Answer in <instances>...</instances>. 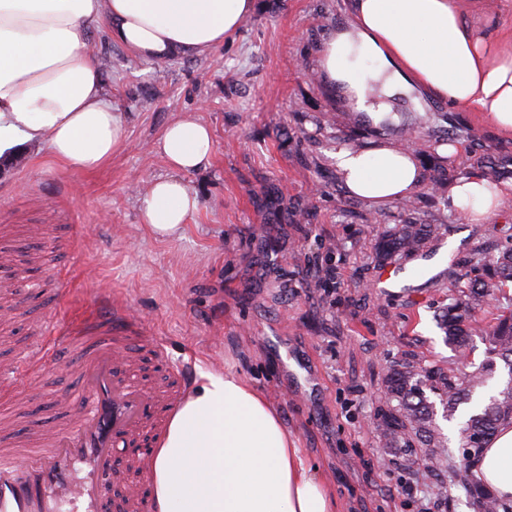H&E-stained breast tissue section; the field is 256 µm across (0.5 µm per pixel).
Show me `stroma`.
I'll return each mask as SVG.
<instances>
[{"instance_id":"1","label":"stroma","mask_w":512,"mask_h":512,"mask_svg":"<svg viewBox=\"0 0 512 512\" xmlns=\"http://www.w3.org/2000/svg\"><path fill=\"white\" fill-rule=\"evenodd\" d=\"M348 17L349 0H255L222 46L162 62L112 43L104 25L90 30L125 141L93 172L60 168L42 145L0 156V252L30 259L0 278V370L38 342L57 292L77 314L106 291L190 379L226 369L265 393L341 512H471L461 485L451 502L432 499L438 467L408 471L403 451L385 448L376 413L390 365L457 363L434 322L442 287L476 245L512 239V197L483 224L462 222L437 193L376 208L346 194L334 155L401 145L402 123L419 106L456 149L419 142L424 178L445 156L449 177L493 169L501 185L512 181V139L431 97L417 105L398 96L397 122L366 123L315 68L318 45ZM183 112L211 127L214 157L184 177L198 212L181 237L158 240L140 222L139 197L169 175L156 143ZM273 188L285 192L281 205L258 206ZM407 221L440 225V234L393 259L402 275L379 287L375 240ZM9 412L16 437L68 424L50 396L30 391L20 407L0 402V415Z\"/></svg>"}]
</instances>
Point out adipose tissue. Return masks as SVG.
<instances>
[{
  "instance_id": "1",
  "label": "adipose tissue",
  "mask_w": 512,
  "mask_h": 512,
  "mask_svg": "<svg viewBox=\"0 0 512 512\" xmlns=\"http://www.w3.org/2000/svg\"><path fill=\"white\" fill-rule=\"evenodd\" d=\"M479 2L351 0L316 68L373 125L394 119V97L425 91L512 136V27L495 15L473 22ZM254 8V0H0V152L43 143L55 164L81 171L111 160L124 129L86 41L99 22L135 57L161 62L223 45ZM157 151L171 174L141 197L140 218L153 237L170 240L199 208L183 176L209 165L212 131L184 113ZM336 169L350 195L376 207L410 199L423 183L417 159L387 143L340 149ZM446 190L450 210L471 224L495 216L504 196L475 176ZM476 471L497 497L512 499V426L487 443ZM151 477L154 512H338L334 488L304 461L275 405L233 373H200Z\"/></svg>"
}]
</instances>
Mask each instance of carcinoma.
Here are the masks:
<instances>
[{"label": "carcinoma", "instance_id": "obj_1", "mask_svg": "<svg viewBox=\"0 0 512 512\" xmlns=\"http://www.w3.org/2000/svg\"><path fill=\"white\" fill-rule=\"evenodd\" d=\"M434 122L430 113L414 115L403 127L406 148L430 135ZM440 229L439 224H398L383 232L376 243L377 254L385 261L416 253ZM466 264L482 271L484 279H474L467 288L450 282L448 303L439 311L437 323L445 343L464 357L469 356L473 337H480L486 358L470 371L404 361L390 366L384 375L377 419L386 447L405 449L407 467L417 471L430 468L429 459L418 453L420 448L438 449L439 462L446 464L448 474L457 469L448 438L436 422V406H441L442 418L451 421L460 406L470 404L475 394L488 387L498 369L512 373V294L506 291L507 283H512V248L495 251L490 245H478ZM505 425H512V382L508 380L476 404L461 423L458 447L468 469L475 468L482 448ZM462 487L472 512H512V503L492 494L476 473H470Z\"/></svg>", "mask_w": 512, "mask_h": 512}]
</instances>
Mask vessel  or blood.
Here are the masks:
<instances>
[{"instance_id": "1", "label": "vessel or blood", "mask_w": 512, "mask_h": 512, "mask_svg": "<svg viewBox=\"0 0 512 512\" xmlns=\"http://www.w3.org/2000/svg\"><path fill=\"white\" fill-rule=\"evenodd\" d=\"M40 330L52 349L32 346L16 374L0 375V395L21 396L51 361L64 362L78 386L58 392L55 405L72 423L35 433L21 451L0 450V512H152L144 464L183 398V367L116 303L66 319L50 312ZM147 353L160 368L149 386L133 373Z\"/></svg>"}]
</instances>
